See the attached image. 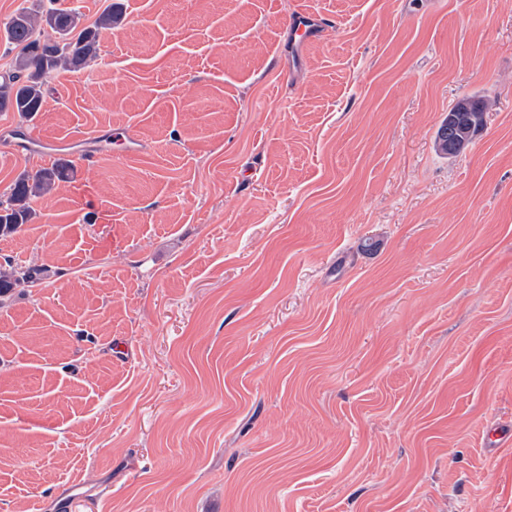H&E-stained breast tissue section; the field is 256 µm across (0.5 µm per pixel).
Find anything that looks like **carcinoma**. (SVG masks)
<instances>
[{
	"label": "carcinoma",
	"mask_w": 512,
	"mask_h": 512,
	"mask_svg": "<svg viewBox=\"0 0 512 512\" xmlns=\"http://www.w3.org/2000/svg\"><path fill=\"white\" fill-rule=\"evenodd\" d=\"M21 10L4 24V37L16 50L12 72L0 79V111H12L24 121L33 120L42 111L44 78L58 69H80L98 55L100 30L110 29L119 14L108 9L92 27H80V16L70 8ZM47 26L55 38L45 39L41 28ZM487 103L483 99L463 97L448 110L436 133V149L454 156L471 142L485 124ZM72 171L71 164L61 162L33 174L20 173L0 205V238L16 233L35 216L32 202L48 194L55 183ZM44 279L39 268L5 261L0 266V296L16 288H32Z\"/></svg>",
	"instance_id": "obj_1"
}]
</instances>
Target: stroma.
Instances as JSON below:
<instances>
[{"label":"stroma","instance_id":"1","mask_svg":"<svg viewBox=\"0 0 512 512\" xmlns=\"http://www.w3.org/2000/svg\"><path fill=\"white\" fill-rule=\"evenodd\" d=\"M63 2L122 17L0 238L47 272L0 304V512H512V0ZM288 26L298 47L309 45L326 33L328 26L318 24L314 13L307 9H296L289 15ZM487 103L484 99L463 97L449 109L440 124L435 139L436 149L443 155L454 156L471 142L485 124ZM70 171L71 164L61 162L34 174L20 173L6 196L4 206L0 198V238L16 233L23 224L29 223L35 216L32 202L48 194L56 181L65 179Z\"/></svg>","mask_w":512,"mask_h":512}]
</instances>
